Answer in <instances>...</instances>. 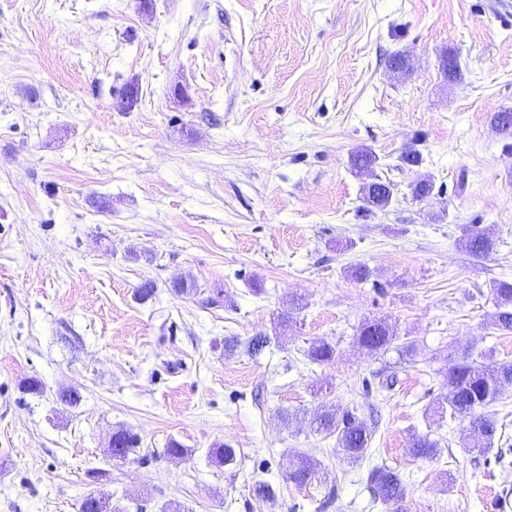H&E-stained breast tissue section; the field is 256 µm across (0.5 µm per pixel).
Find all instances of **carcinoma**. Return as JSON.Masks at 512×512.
I'll use <instances>...</instances> for the list:
<instances>
[{
    "label": "carcinoma",
    "mask_w": 512,
    "mask_h": 512,
    "mask_svg": "<svg viewBox=\"0 0 512 512\" xmlns=\"http://www.w3.org/2000/svg\"><path fill=\"white\" fill-rule=\"evenodd\" d=\"M491 122L500 134L512 138L511 110L494 113ZM375 164L376 156L371 151L358 150L351 159V172L363 180L366 207L382 209L390 201L384 189L392 188V184L382 181L374 173ZM464 245L472 254L485 257L494 251L496 242L484 232H469L464 237ZM493 294L497 308L492 316V325L498 331L512 332V282H496L493 284ZM394 340V334L380 320L362 323L356 333L357 344L370 352H385ZM305 356L315 364L331 363L336 358V345L325 338H316L310 342ZM446 380L448 395L445 404L451 414L470 419L473 433L484 440V447L480 451H490L497 436L498 421L488 408L501 398L504 386H512V364L482 365L466 355L448 365ZM312 424L316 425L319 433L336 435L337 445L348 459L357 461L370 449L373 430L354 410H325L314 415ZM132 451L134 439L129 433L119 430L112 435L113 456L125 458ZM408 453L414 458H433L438 453V443L427 435H416L409 442ZM209 458L219 467L237 464L236 449L224 444L211 449ZM315 472L313 460L302 456L288 471V482L302 487L312 481ZM366 481L375 501L398 512L405 495V487L398 473L386 465H376L369 470Z\"/></svg>",
    "instance_id": "1"
}]
</instances>
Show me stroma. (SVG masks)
<instances>
[{"instance_id": "1", "label": "stroma", "mask_w": 512, "mask_h": 512, "mask_svg": "<svg viewBox=\"0 0 512 512\" xmlns=\"http://www.w3.org/2000/svg\"><path fill=\"white\" fill-rule=\"evenodd\" d=\"M498 13L0 0V512H78L90 493L122 512H387L366 485L381 464L403 479L402 512H512L497 506L512 453L472 452L468 421L437 411L450 359L512 363V333L491 325L493 285L512 280V140L491 124L512 110V22ZM409 147L419 165L401 163ZM361 148L394 185L386 209L363 207ZM468 228L494 252L472 255ZM372 319L396 336L386 353L356 342ZM260 334L271 346L248 355ZM315 338L334 362L308 361ZM325 406L377 418L366 458L310 429ZM121 429L136 451L116 458ZM422 434L434 458L408 454ZM217 443L238 465L209 462ZM301 453L317 474L299 488L286 475ZM257 480L276 497L254 498Z\"/></svg>"}]
</instances>
